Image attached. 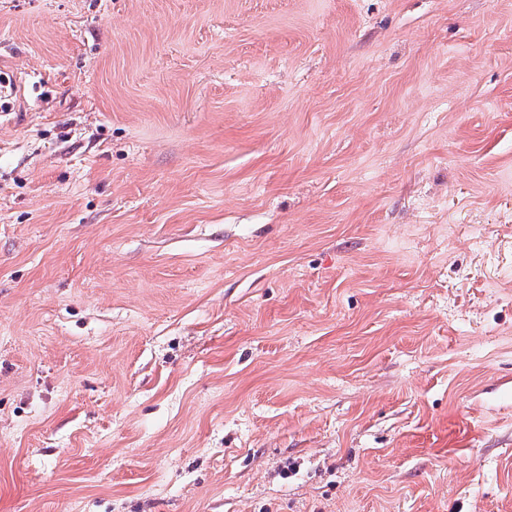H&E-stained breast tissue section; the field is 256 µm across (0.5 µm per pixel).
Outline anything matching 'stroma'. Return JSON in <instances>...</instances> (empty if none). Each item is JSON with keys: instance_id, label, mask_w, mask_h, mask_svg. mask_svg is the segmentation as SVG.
Here are the masks:
<instances>
[{"instance_id": "stroma-1", "label": "stroma", "mask_w": 512, "mask_h": 512, "mask_svg": "<svg viewBox=\"0 0 512 512\" xmlns=\"http://www.w3.org/2000/svg\"><path fill=\"white\" fill-rule=\"evenodd\" d=\"M0 512H512V0H0Z\"/></svg>"}]
</instances>
